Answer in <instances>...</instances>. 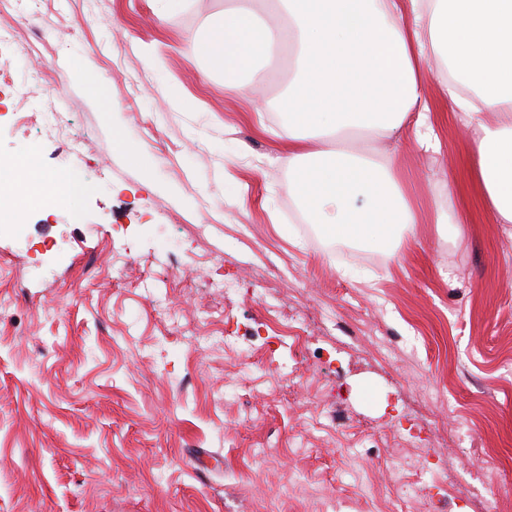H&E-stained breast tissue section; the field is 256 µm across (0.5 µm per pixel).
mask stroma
Returning a JSON list of instances; mask_svg holds the SVG:
<instances>
[{
	"label": "stroma",
	"instance_id": "1",
	"mask_svg": "<svg viewBox=\"0 0 512 512\" xmlns=\"http://www.w3.org/2000/svg\"><path fill=\"white\" fill-rule=\"evenodd\" d=\"M159 8L0 0V163L94 185L0 228V512H512V224L470 139L390 140L423 211L395 253L308 234L280 119L187 61L224 0ZM400 435L449 479L408 505Z\"/></svg>",
	"mask_w": 512,
	"mask_h": 512
}]
</instances>
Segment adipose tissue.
<instances>
[{"label": "adipose tissue", "instance_id": "obj_1", "mask_svg": "<svg viewBox=\"0 0 512 512\" xmlns=\"http://www.w3.org/2000/svg\"><path fill=\"white\" fill-rule=\"evenodd\" d=\"M288 57L283 112L288 169L311 223L335 240L390 249L419 212L399 188L395 159L360 151L358 136L403 135L439 152L444 117L426 93L429 61L446 67L443 99L473 132L472 178L495 223L512 224V0H225L192 58L244 95ZM27 160L0 168V191L64 186Z\"/></svg>", "mask_w": 512, "mask_h": 512}]
</instances>
